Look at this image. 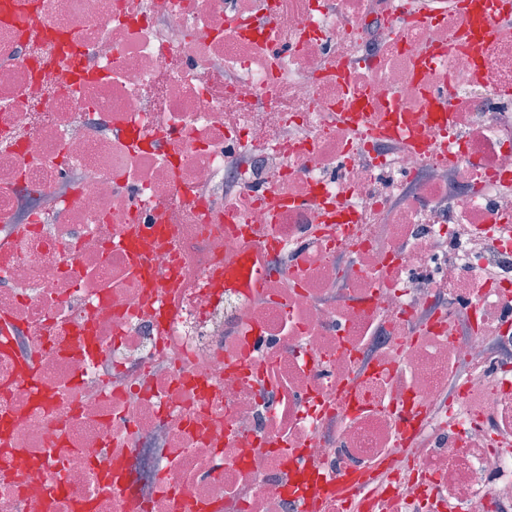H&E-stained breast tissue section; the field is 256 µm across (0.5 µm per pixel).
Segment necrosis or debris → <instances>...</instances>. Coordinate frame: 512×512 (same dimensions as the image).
<instances>
[{
  "mask_svg": "<svg viewBox=\"0 0 512 512\" xmlns=\"http://www.w3.org/2000/svg\"><path fill=\"white\" fill-rule=\"evenodd\" d=\"M411 10L0 6V512H512V27ZM230 281L244 288H259L262 281V272L251 263L238 267L230 276Z\"/></svg>",
  "mask_w": 512,
  "mask_h": 512,
  "instance_id": "obj_1",
  "label": "necrosis or debris"
}]
</instances>
